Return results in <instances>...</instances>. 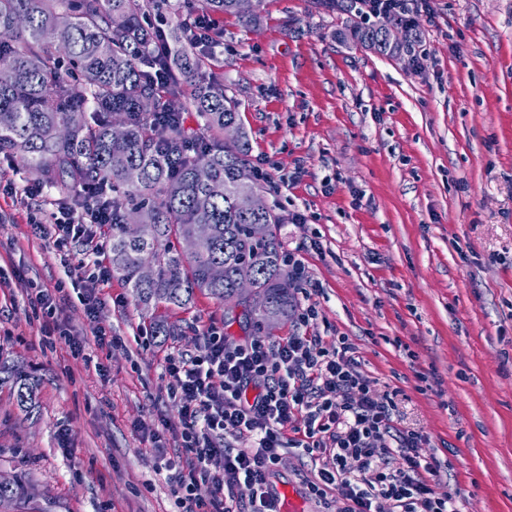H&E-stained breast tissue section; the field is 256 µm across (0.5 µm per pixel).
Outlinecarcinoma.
Wrapping results in <instances>:
<instances>
[{
	"label": "carcinoma",
	"mask_w": 512,
	"mask_h": 512,
	"mask_svg": "<svg viewBox=\"0 0 512 512\" xmlns=\"http://www.w3.org/2000/svg\"><path fill=\"white\" fill-rule=\"evenodd\" d=\"M318 13L346 16L338 36L382 56L413 48L393 40L415 25L401 14L371 23L359 0H309ZM234 15L238 0H0V154L18 157L38 182L74 205L79 190L103 185L112 192V275L145 305L185 307L198 292L243 307L255 330L289 319L295 297L277 234L280 216L257 178L245 181L248 134L239 101L211 76L208 57L188 43L192 17ZM170 55L158 53L157 43ZM192 112L196 125H184ZM121 118L124 136L112 137ZM238 136L224 140V128ZM140 179L131 182L128 170ZM252 196L256 210L238 199ZM139 236L126 234L130 215ZM206 224L210 236L195 250L177 247ZM224 266L215 282L210 269ZM247 278L258 301L237 294ZM39 379L19 361L0 358V390L25 416L38 409ZM30 481L14 474L0 486V509L28 507Z\"/></svg>",
	"instance_id": "1"
}]
</instances>
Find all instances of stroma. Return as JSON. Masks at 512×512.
Here are the masks:
<instances>
[{
  "label": "stroma",
  "mask_w": 512,
  "mask_h": 512,
  "mask_svg": "<svg viewBox=\"0 0 512 512\" xmlns=\"http://www.w3.org/2000/svg\"><path fill=\"white\" fill-rule=\"evenodd\" d=\"M260 15L251 29L217 19L224 48L211 70L241 102L249 163L271 173L267 199L307 217L278 235L319 286L316 332L349 336L364 373L396 392L402 427L447 463L440 487L459 491L461 512H512V0H431L415 51L394 57L341 42L340 18L308 0H262ZM4 162L0 269L49 288L77 278L30 231L34 176ZM297 165L300 180L281 185L277 170ZM96 292L99 322L78 299L64 310L89 342L84 360L64 342L44 346L24 288L0 286V354L41 382L30 418L0 391V470L25 474L44 512H174L134 431L178 419L166 356L196 351L212 324L237 341H275L291 326L246 329L240 309L202 293L186 308H148L116 278ZM157 321L172 335L154 336ZM98 323L115 346L92 343ZM313 477L289 449L273 484L299 512H322Z\"/></svg>",
  "instance_id": "stroma-1"
}]
</instances>
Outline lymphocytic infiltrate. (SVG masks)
I'll return each mask as SVG.
<instances>
[{"mask_svg": "<svg viewBox=\"0 0 512 512\" xmlns=\"http://www.w3.org/2000/svg\"><path fill=\"white\" fill-rule=\"evenodd\" d=\"M24 193L36 202L28 216L35 236L62 265L77 262L83 278L47 288L22 272L14 277L23 280L29 306L42 319L46 344L60 340L83 355L85 344L68 329L64 306L74 296L89 317L102 312L92 285L112 277L102 259L112 205L90 189L77 209L45 207L39 187ZM75 243L81 254H73ZM285 263L302 294L287 337L237 342L211 325L198 352L165 360L180 416L142 429L141 438L154 448L155 470L165 475L178 512H281L271 478L290 448L315 467L310 497L323 502L335 492L336 512H459L456 494L439 488L440 463L422 452L426 437L399 427L393 394L379 392L362 373L355 343L340 336L329 344L314 333L319 311L304 258L290 251ZM171 441L183 457L165 456Z\"/></svg>", "mask_w": 512, "mask_h": 512, "instance_id": "1", "label": "lymphocytic infiltrate"}]
</instances>
